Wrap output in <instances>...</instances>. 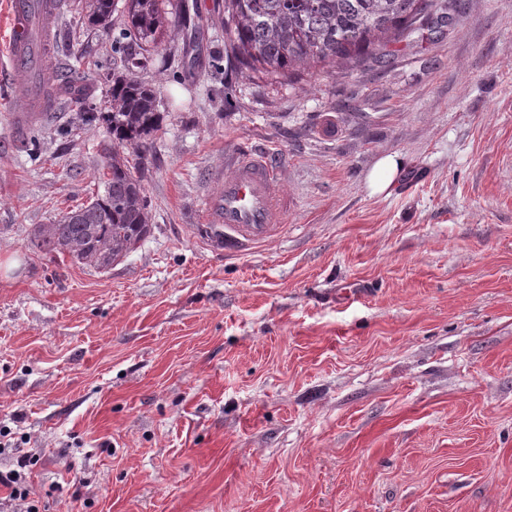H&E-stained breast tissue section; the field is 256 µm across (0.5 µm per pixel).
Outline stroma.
<instances>
[{
	"label": "stroma",
	"mask_w": 512,
	"mask_h": 512,
	"mask_svg": "<svg viewBox=\"0 0 512 512\" xmlns=\"http://www.w3.org/2000/svg\"><path fill=\"white\" fill-rule=\"evenodd\" d=\"M54 19L98 109L135 37ZM134 76L160 90L151 232L105 272L35 231L90 201L105 135L24 130L0 85V469L41 512H512V0H457L388 61L235 68L224 0H189ZM273 159L281 236L210 247L233 152ZM405 158L374 195L380 157Z\"/></svg>",
	"instance_id": "obj_1"
}]
</instances>
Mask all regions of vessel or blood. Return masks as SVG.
<instances>
[{
    "label": "vessel or blood",
    "instance_id": "1",
    "mask_svg": "<svg viewBox=\"0 0 512 512\" xmlns=\"http://www.w3.org/2000/svg\"><path fill=\"white\" fill-rule=\"evenodd\" d=\"M57 0H10V37L6 56L10 84L26 103L14 116L16 126L41 120L49 112L43 89L57 40L53 19ZM219 191L206 205L214 227V247L241 252L276 237L285 223L287 203L279 173L268 154L236 152L219 175Z\"/></svg>",
    "mask_w": 512,
    "mask_h": 512
}]
</instances>
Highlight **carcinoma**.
Here are the masks:
<instances>
[{
  "instance_id": "cac0c4a2",
  "label": "carcinoma",
  "mask_w": 512,
  "mask_h": 512,
  "mask_svg": "<svg viewBox=\"0 0 512 512\" xmlns=\"http://www.w3.org/2000/svg\"><path fill=\"white\" fill-rule=\"evenodd\" d=\"M82 19L107 32L120 12L129 33L145 52L157 47L182 5L174 0H78ZM431 8L430 0H224L229 50L241 67L274 79L298 76L311 63L331 61L354 68L378 52L383 35L411 30ZM65 85L50 84L46 97L70 98L81 117L105 124L100 183L103 190L54 224L38 228L45 254H67L72 262L105 272L150 231L145 189L125 149L143 146L160 127L159 90L130 76L112 77L109 106L96 112L87 104L78 73Z\"/></svg>"
}]
</instances>
